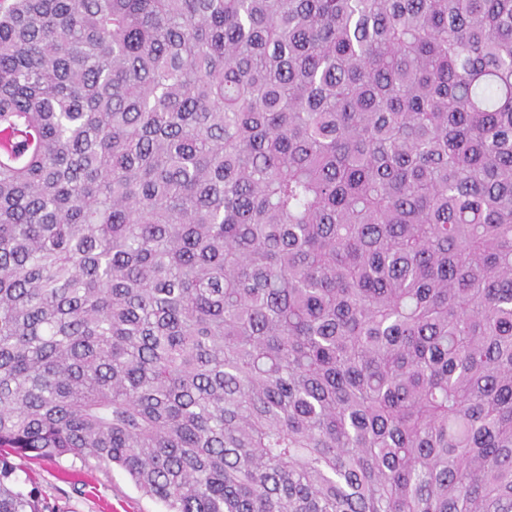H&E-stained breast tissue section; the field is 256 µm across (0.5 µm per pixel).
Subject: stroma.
<instances>
[{"instance_id": "1", "label": "stroma", "mask_w": 512, "mask_h": 512, "mask_svg": "<svg viewBox=\"0 0 512 512\" xmlns=\"http://www.w3.org/2000/svg\"><path fill=\"white\" fill-rule=\"evenodd\" d=\"M12 487L34 496L42 512H167L166 505L140 492L120 467L70 456L11 457Z\"/></svg>"}]
</instances>
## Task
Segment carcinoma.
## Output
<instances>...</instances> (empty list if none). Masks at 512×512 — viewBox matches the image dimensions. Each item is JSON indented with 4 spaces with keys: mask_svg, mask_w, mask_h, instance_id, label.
<instances>
[{
    "mask_svg": "<svg viewBox=\"0 0 512 512\" xmlns=\"http://www.w3.org/2000/svg\"><path fill=\"white\" fill-rule=\"evenodd\" d=\"M11 456L512 512V0H0Z\"/></svg>",
    "mask_w": 512,
    "mask_h": 512,
    "instance_id": "carcinoma-1",
    "label": "carcinoma"
}]
</instances>
